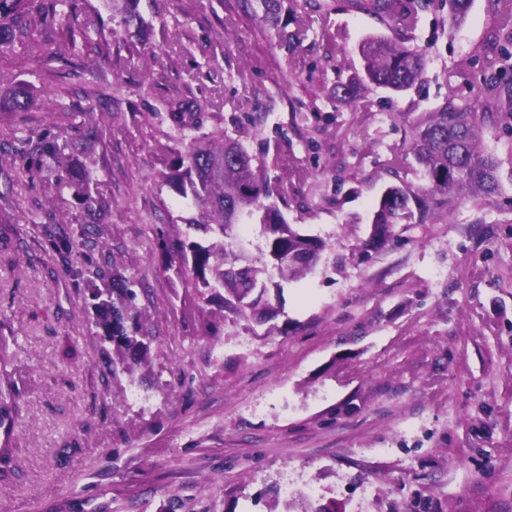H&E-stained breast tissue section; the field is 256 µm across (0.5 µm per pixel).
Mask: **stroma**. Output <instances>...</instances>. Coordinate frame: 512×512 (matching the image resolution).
I'll return each mask as SVG.
<instances>
[{"mask_svg":"<svg viewBox=\"0 0 512 512\" xmlns=\"http://www.w3.org/2000/svg\"><path fill=\"white\" fill-rule=\"evenodd\" d=\"M404 2L423 77L353 102L335 90L362 74L361 43L401 33L348 0H283L273 24L228 0H141L144 39L107 0H74L43 46L52 69L0 47V86L53 100L0 116V344L24 408L0 512H244L257 495L282 502L285 476L338 512H512V127L496 107L480 148L499 192L371 240L384 189L426 182L417 123L449 100L479 105L512 66L489 51L512 0H471L460 23L440 0ZM166 101L199 104L202 133L241 138L287 222L325 243L268 322L202 303L165 266L158 233L188 230L163 181ZM32 126L68 139L63 163L19 142ZM48 210L68 218L69 264L32 221ZM96 266L148 290L137 305L155 342L131 377L112 379L87 318L81 273Z\"/></svg>","mask_w":512,"mask_h":512,"instance_id":"35a3bbf8","label":"stroma"}]
</instances>
